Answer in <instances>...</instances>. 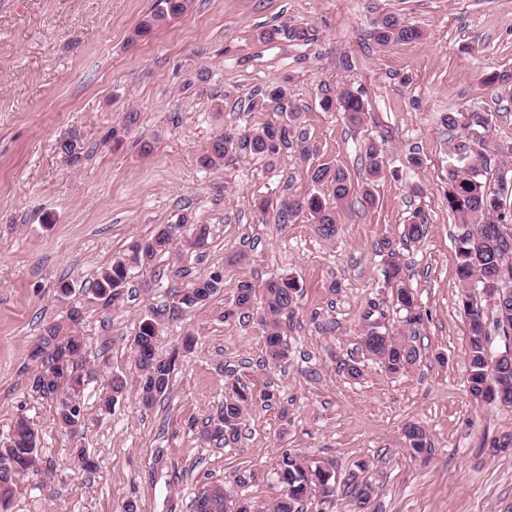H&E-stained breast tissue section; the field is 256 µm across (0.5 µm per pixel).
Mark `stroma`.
I'll return each mask as SVG.
<instances>
[{
    "mask_svg": "<svg viewBox=\"0 0 512 512\" xmlns=\"http://www.w3.org/2000/svg\"><path fill=\"white\" fill-rule=\"evenodd\" d=\"M152 0H0V441L17 415L39 431L40 464L18 480L11 512H192L201 491L223 486L266 512L281 492L284 450L332 462L336 492L309 498L304 512H352L344 481L364 468L374 493L366 512H512V406L474 401L468 391L466 319L456 274L457 220L448 208V168L459 131L448 112L488 117L485 176L512 169V0H191L148 36L132 34ZM387 15L416 27L418 39L377 45ZM304 26L305 42H266L271 26ZM207 81H199V72ZM284 85L298 107V148L274 161L256 156L199 163L230 127L278 121L258 100ZM347 90L367 112L351 125L322 101ZM139 121L123 130L125 112ZM121 129L113 143V129ZM83 150L71 163L57 145L71 132ZM151 142L142 154V142ZM377 145L383 174L366 204L365 155ZM347 171L353 189L337 232L323 237L306 215L276 223L281 200L315 191L310 169ZM211 228L207 245L175 240L171 252L135 270L114 300L94 299L97 272L160 225L182 215ZM425 225L423 238L404 229ZM394 252L378 246L382 238ZM404 268L412 312L397 308L384 271ZM219 272L223 289L169 321L161 356L179 351L166 399L144 408L130 347L143 310L170 302L185 277ZM287 275L301 292L284 332L290 358L272 366L267 331L235 311L238 285ZM73 282L58 299L60 280ZM79 309L92 348L90 377L76 401L80 442L61 431L30 388L38 366L30 344ZM380 322L411 332L420 359L400 375L368 360L361 338ZM196 344L181 352L182 339ZM359 363L350 378L344 364ZM127 389L111 413L98 397L113 375ZM254 394L236 442L200 432L220 408L230 376ZM271 401H263L265 392ZM423 426L432 448L414 452L407 424ZM89 467H79L76 448ZM249 474L239 484L240 474Z\"/></svg>",
    "mask_w": 512,
    "mask_h": 512,
    "instance_id": "obj_1",
    "label": "stroma"
}]
</instances>
